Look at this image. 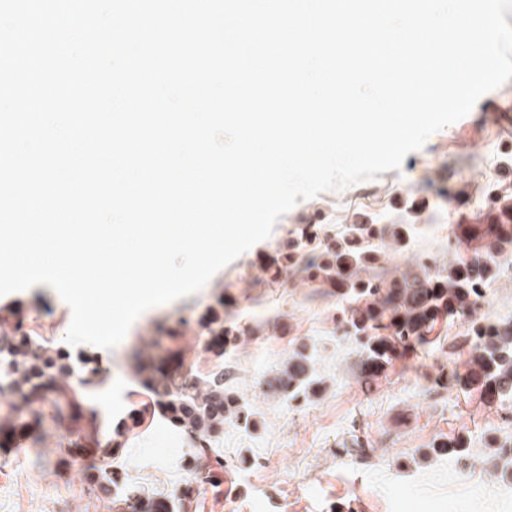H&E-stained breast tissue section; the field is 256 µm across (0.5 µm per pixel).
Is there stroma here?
<instances>
[{"label":"stroma","instance_id":"obj_1","mask_svg":"<svg viewBox=\"0 0 512 512\" xmlns=\"http://www.w3.org/2000/svg\"><path fill=\"white\" fill-rule=\"evenodd\" d=\"M510 193L512 80L407 154L401 169L300 201L200 292L145 311L114 348L67 344L71 309L49 286L0 296V309L22 304L32 342L68 352L79 367L65 378L78 421L62 425L39 402L26 440L0 441V512H116L131 488L170 512H512V471L498 458L512 440V402L486 405L480 387L461 383L471 361L467 318L438 319L429 344L371 374L336 319L335 289L293 269L274 280L264 269L297 224L318 225L323 239L351 224L408 225L404 245L381 253L379 268L393 273L421 253L468 260L485 254L489 237H457L456 199L466 197L467 214L478 218ZM485 294L479 317L512 318V273ZM214 309L243 330L223 352L205 348L190 327L169 335L179 317L197 321ZM312 342L322 388L286 402L267 382L295 347ZM173 354L185 379L232 367L231 386L252 416L250 427H225L209 455H195L188 434L153 404L147 367ZM90 440L111 456H75ZM449 441L462 442L463 453L448 454ZM191 482L189 498L181 490Z\"/></svg>","mask_w":512,"mask_h":512}]
</instances>
